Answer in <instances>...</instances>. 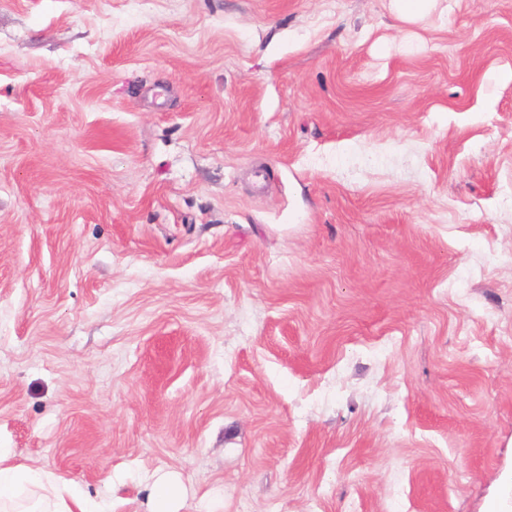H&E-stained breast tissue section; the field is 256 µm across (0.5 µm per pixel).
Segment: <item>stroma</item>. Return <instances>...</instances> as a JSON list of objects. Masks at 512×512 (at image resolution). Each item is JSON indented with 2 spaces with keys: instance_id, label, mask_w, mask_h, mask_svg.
Returning <instances> with one entry per match:
<instances>
[{
  "instance_id": "1",
  "label": "stroma",
  "mask_w": 512,
  "mask_h": 512,
  "mask_svg": "<svg viewBox=\"0 0 512 512\" xmlns=\"http://www.w3.org/2000/svg\"><path fill=\"white\" fill-rule=\"evenodd\" d=\"M0 0V448L148 512H512V0ZM395 15L402 21L415 22L430 14L439 0H391ZM180 486L176 482H168L154 486V494L149 512H177L172 510L173 503L180 496Z\"/></svg>"
}]
</instances>
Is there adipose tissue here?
I'll return each instance as SVG.
<instances>
[{
	"mask_svg": "<svg viewBox=\"0 0 512 512\" xmlns=\"http://www.w3.org/2000/svg\"><path fill=\"white\" fill-rule=\"evenodd\" d=\"M0 512H112L111 502L93 501L76 483L14 462L0 448Z\"/></svg>",
	"mask_w": 512,
	"mask_h": 512,
	"instance_id": "1",
	"label": "adipose tissue"
}]
</instances>
